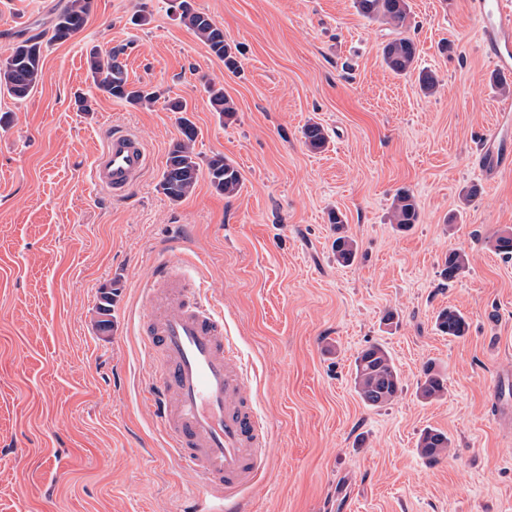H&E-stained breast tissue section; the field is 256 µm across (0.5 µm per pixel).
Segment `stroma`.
Returning <instances> with one entry per match:
<instances>
[{"label": "stroma", "instance_id": "stroma-1", "mask_svg": "<svg viewBox=\"0 0 512 512\" xmlns=\"http://www.w3.org/2000/svg\"><path fill=\"white\" fill-rule=\"evenodd\" d=\"M60 3L0 0V60L12 33L49 28ZM407 3L417 66L439 82L430 95L386 67L394 33L354 0H192L236 47L234 72L169 0H92L78 35L44 45L28 98L0 89V512H186L196 487L143 399L138 331L140 285L174 236L186 272L223 304L273 443L246 512H512V259L492 247L512 232V168L486 175L473 160L512 80L495 78L471 0ZM93 45L120 50L129 80L160 101L132 107L97 90ZM210 81L232 119L212 111ZM168 97L186 101L201 158L237 166L239 194H217L204 172L181 201L161 192L180 136ZM309 123L324 128V150L306 146ZM115 125L152 157L121 199L91 179ZM401 190L419 211L405 233L390 221ZM336 209L358 245L348 267L331 248ZM451 251L467 265L448 282ZM445 307L466 317V336L437 330ZM372 344L404 385L381 407L353 383ZM429 364L444 379L434 400L417 393ZM430 428L451 441L434 463L417 451ZM206 92L208 93V100L213 112H217L219 117L224 118L225 120H229L234 117L236 108L232 100L224 95L223 86L209 84Z\"/></svg>", "mask_w": 512, "mask_h": 512}]
</instances>
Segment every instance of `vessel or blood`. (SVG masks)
<instances>
[{"instance_id": "b4317fda", "label": "vessel or blood", "mask_w": 512, "mask_h": 512, "mask_svg": "<svg viewBox=\"0 0 512 512\" xmlns=\"http://www.w3.org/2000/svg\"><path fill=\"white\" fill-rule=\"evenodd\" d=\"M473 10L499 76H512V0H475ZM483 172L512 164V141L484 136ZM150 166L133 132L115 126L92 165L107 196L124 197ZM142 349L162 360L147 388L171 458L200 483L192 512H242L250 488L273 453L268 428L247 394L250 376L224 328V312L202 281L187 276L182 256L153 266L143 290Z\"/></svg>"}]
</instances>
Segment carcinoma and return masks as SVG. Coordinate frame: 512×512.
<instances>
[{"mask_svg": "<svg viewBox=\"0 0 512 512\" xmlns=\"http://www.w3.org/2000/svg\"><path fill=\"white\" fill-rule=\"evenodd\" d=\"M91 0H64L52 27L37 33L14 35L16 42L11 53L0 61V87L14 98H26L39 82L42 74L43 38L50 42H64L78 34L85 26ZM357 12L370 21H380L397 33L383 48V60L389 70L396 75H405L415 69L416 46L410 38L403 35L408 27V5L406 0H354ZM172 8L178 14L182 24L191 29L208 47L210 52L224 61L229 69L237 68V59L232 47L224 39V30L208 15L195 10L191 0H173ZM88 70L94 86L110 97L136 107L150 105L158 100L156 91L145 86L129 82L118 53H102L93 47L86 57ZM208 100L213 111L219 117L230 120L236 108L231 99L224 95V88L210 84L207 86ZM181 137L176 139L167 154L165 169L159 187L162 193L172 201H180L194 190L201 165L199 155L195 153L197 130L193 123L180 118ZM305 144L312 150H320L327 143L322 126L317 123L307 125L303 130ZM208 177L213 188L231 197L241 189L242 177L233 162L222 155H214L206 161ZM418 206L412 194L407 191L396 195L392 203L391 221L401 231L409 230L417 223ZM329 223L335 225L336 239L333 252L336 262L342 266L351 265L357 256V245L345 234V220L339 211L329 213ZM465 255L451 251L445 259L442 271L444 278L453 280L465 267ZM112 290L102 287L99 298L98 326L110 328ZM436 326L440 332L452 337L467 334L469 324L464 315L452 308L441 310L436 317ZM354 387L365 405L380 407L391 402L402 391L403 384L388 351L379 344L363 349L354 361ZM418 391L424 399H436L444 392L442 378L425 369L423 379L418 383ZM450 442L448 436L435 429L425 431L418 443V453L430 462L438 461L448 454Z\"/></svg>", "mask_w": 512, "mask_h": 512, "instance_id": "1", "label": "carcinoma"}]
</instances>
